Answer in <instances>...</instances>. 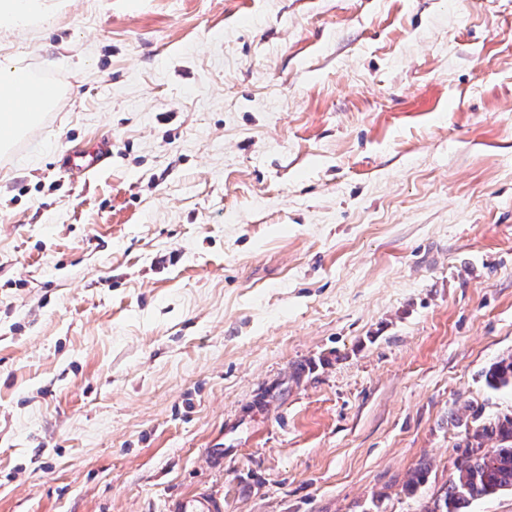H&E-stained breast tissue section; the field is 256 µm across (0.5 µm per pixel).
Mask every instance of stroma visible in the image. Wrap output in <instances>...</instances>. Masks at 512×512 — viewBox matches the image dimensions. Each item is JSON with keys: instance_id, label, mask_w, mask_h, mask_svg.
I'll use <instances>...</instances> for the list:
<instances>
[{"instance_id": "stroma-1", "label": "stroma", "mask_w": 512, "mask_h": 512, "mask_svg": "<svg viewBox=\"0 0 512 512\" xmlns=\"http://www.w3.org/2000/svg\"><path fill=\"white\" fill-rule=\"evenodd\" d=\"M1 54L61 94L0 155V512H420L512 410V0H68ZM112 159V143L111 141H104L99 150L90 156L88 161L82 164L72 163L69 166L75 178L86 180L101 168L106 162ZM485 377L491 389L512 391V354L502 356L494 362L486 371ZM168 510L169 512H221L223 506L219 500L211 497L207 492L200 491L189 497L172 500Z\"/></svg>"}]
</instances>
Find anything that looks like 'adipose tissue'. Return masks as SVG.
Instances as JSON below:
<instances>
[{
  "label": "adipose tissue",
  "mask_w": 512,
  "mask_h": 512,
  "mask_svg": "<svg viewBox=\"0 0 512 512\" xmlns=\"http://www.w3.org/2000/svg\"><path fill=\"white\" fill-rule=\"evenodd\" d=\"M62 0H0V40L41 26L62 8ZM53 88L12 59L0 60V151L34 126L55 102Z\"/></svg>",
  "instance_id": "1"
}]
</instances>
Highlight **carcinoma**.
Returning <instances> with one entry per match:
<instances>
[{
    "label": "carcinoma",
    "mask_w": 512,
    "mask_h": 512,
    "mask_svg": "<svg viewBox=\"0 0 512 512\" xmlns=\"http://www.w3.org/2000/svg\"><path fill=\"white\" fill-rule=\"evenodd\" d=\"M493 390H512V354L494 362L485 374ZM495 440L488 451L484 441ZM456 477L422 512H465L473 501L502 490L512 491V412L480 421L466 435L465 448L455 462Z\"/></svg>",
    "instance_id": "cac0c4a2"
}]
</instances>
